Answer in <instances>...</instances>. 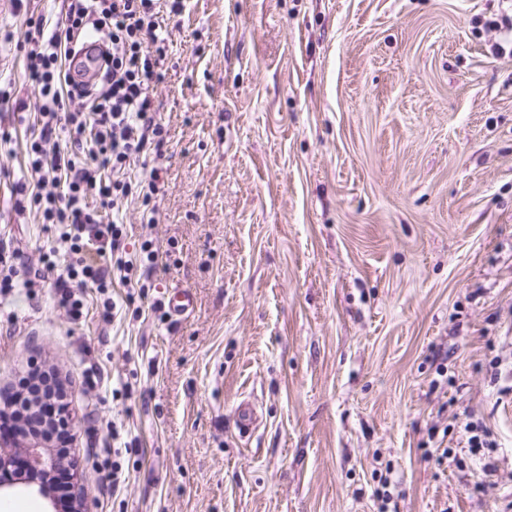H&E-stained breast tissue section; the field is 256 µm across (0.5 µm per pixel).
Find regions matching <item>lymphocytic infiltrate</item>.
Here are the masks:
<instances>
[{"instance_id": "f902f5d3", "label": "lymphocytic infiltrate", "mask_w": 512, "mask_h": 512, "mask_svg": "<svg viewBox=\"0 0 512 512\" xmlns=\"http://www.w3.org/2000/svg\"><path fill=\"white\" fill-rule=\"evenodd\" d=\"M154 2L72 0L54 25L24 21L26 72L41 115L27 151L37 187L29 205L43 223L59 229L60 249L44 254L42 262L58 273L63 306L76 290H101L116 277L129 284L135 271L151 273L158 263L152 241H143L139 254L127 252L121 216L129 197L150 206L159 180L155 172L137 182L127 175L148 142L164 133L151 89L163 53ZM91 36L104 47L98 77L75 89L62 59ZM61 131L66 141H57Z\"/></svg>"}]
</instances>
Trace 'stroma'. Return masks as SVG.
Here are the masks:
<instances>
[{
	"instance_id": "stroma-1",
	"label": "stroma",
	"mask_w": 512,
	"mask_h": 512,
	"mask_svg": "<svg viewBox=\"0 0 512 512\" xmlns=\"http://www.w3.org/2000/svg\"><path fill=\"white\" fill-rule=\"evenodd\" d=\"M61 8L0 0V387L62 381L90 512H512V0H158L165 142L130 176L162 180L123 218L159 264L76 317L15 192L23 15ZM175 288L194 312L154 313Z\"/></svg>"
}]
</instances>
